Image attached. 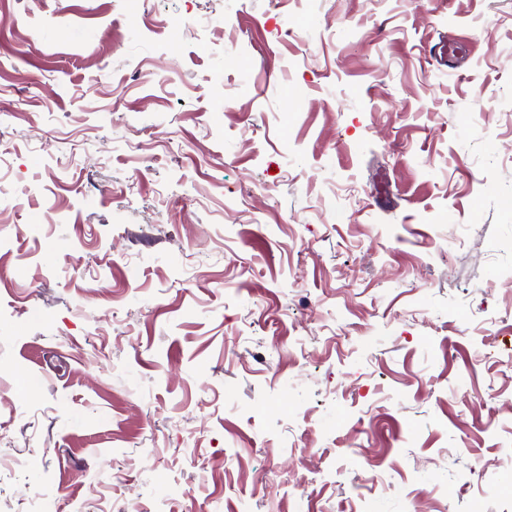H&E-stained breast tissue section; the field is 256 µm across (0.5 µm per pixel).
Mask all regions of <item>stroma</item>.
Wrapping results in <instances>:
<instances>
[{
    "mask_svg": "<svg viewBox=\"0 0 512 512\" xmlns=\"http://www.w3.org/2000/svg\"><path fill=\"white\" fill-rule=\"evenodd\" d=\"M0 512H512V0H0Z\"/></svg>",
    "mask_w": 512,
    "mask_h": 512,
    "instance_id": "35a3bbf8",
    "label": "stroma"
}]
</instances>
